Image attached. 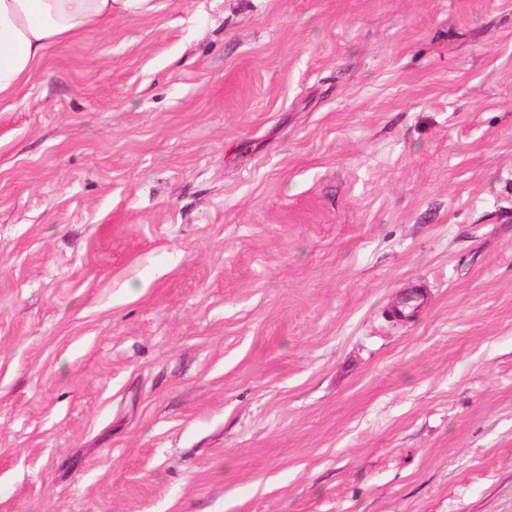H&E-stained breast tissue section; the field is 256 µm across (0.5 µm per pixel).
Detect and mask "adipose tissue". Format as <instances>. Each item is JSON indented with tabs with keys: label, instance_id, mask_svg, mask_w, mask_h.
I'll return each instance as SVG.
<instances>
[{
	"label": "adipose tissue",
	"instance_id": "ef3b65f1",
	"mask_svg": "<svg viewBox=\"0 0 512 512\" xmlns=\"http://www.w3.org/2000/svg\"><path fill=\"white\" fill-rule=\"evenodd\" d=\"M133 10L151 0H0V101L16 96L47 50L112 22L115 2Z\"/></svg>",
	"mask_w": 512,
	"mask_h": 512
}]
</instances>
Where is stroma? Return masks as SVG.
<instances>
[{
  "instance_id": "stroma-1",
  "label": "stroma",
  "mask_w": 512,
  "mask_h": 512,
  "mask_svg": "<svg viewBox=\"0 0 512 512\" xmlns=\"http://www.w3.org/2000/svg\"><path fill=\"white\" fill-rule=\"evenodd\" d=\"M0 512H512V0H159L0 102Z\"/></svg>"
}]
</instances>
